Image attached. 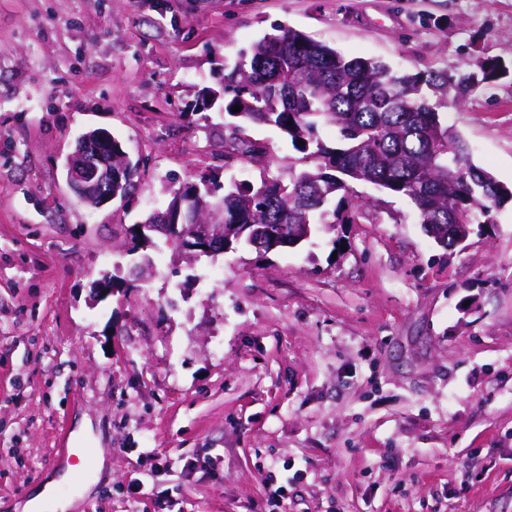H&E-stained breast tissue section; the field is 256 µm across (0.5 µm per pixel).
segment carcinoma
Masks as SVG:
<instances>
[{
	"mask_svg": "<svg viewBox=\"0 0 512 512\" xmlns=\"http://www.w3.org/2000/svg\"><path fill=\"white\" fill-rule=\"evenodd\" d=\"M478 67L455 83L443 71L397 75L379 61L343 55L283 26L254 42L225 66L224 111L232 121L224 124V154L264 161L269 147L248 135L250 125L260 124L279 130L313 167L286 180L265 173L228 187L201 182L194 204L202 221L224 225L215 254L249 246L244 224L313 236L322 224L351 222L365 208L359 183L410 200L420 223L435 225L446 248L453 245L448 225L491 223L512 190L472 163L440 116L448 101H463L506 73L499 61ZM234 106L241 110L232 112ZM323 126L335 127L344 146H328L319 135ZM337 197L346 209L332 206Z\"/></svg>",
	"mask_w": 512,
	"mask_h": 512,
	"instance_id": "carcinoma-1",
	"label": "carcinoma"
}]
</instances>
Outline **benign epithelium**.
Segmentation results:
<instances>
[{
    "label": "benign epithelium",
    "instance_id": "1",
    "mask_svg": "<svg viewBox=\"0 0 512 512\" xmlns=\"http://www.w3.org/2000/svg\"><path fill=\"white\" fill-rule=\"evenodd\" d=\"M112 141V136L101 130L87 134L68 156V184L84 203L97 206L112 201V191L103 190L102 185L110 186L129 179V169L112 157ZM182 204L179 198L172 201L166 212L158 214L156 223L140 225V233L149 231L164 235L184 251L213 252L224 236L223 227L192 224L188 228H179Z\"/></svg>",
    "mask_w": 512,
    "mask_h": 512
}]
</instances>
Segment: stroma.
Segmentation results:
<instances>
[{
    "instance_id": "stroma-1",
    "label": "stroma",
    "mask_w": 512,
    "mask_h": 512,
    "mask_svg": "<svg viewBox=\"0 0 512 512\" xmlns=\"http://www.w3.org/2000/svg\"><path fill=\"white\" fill-rule=\"evenodd\" d=\"M280 25L399 73L512 69V0H0V512L67 448L107 461L78 512H156L135 479L173 512H269L273 474L283 512H512V201L447 250L362 184L361 217L297 247L135 273L133 224L224 180V64ZM444 121L512 189V73ZM92 129L140 164L129 204L66 183ZM249 133L250 181L309 167Z\"/></svg>"
}]
</instances>
